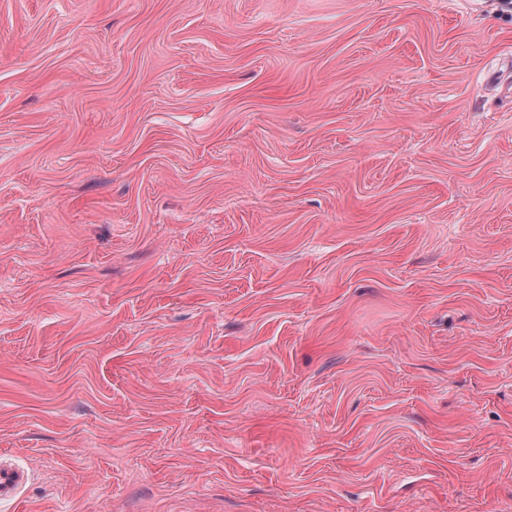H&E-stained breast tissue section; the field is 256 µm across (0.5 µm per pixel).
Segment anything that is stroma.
<instances>
[{
    "instance_id": "35a3bbf8",
    "label": "stroma",
    "mask_w": 512,
    "mask_h": 512,
    "mask_svg": "<svg viewBox=\"0 0 512 512\" xmlns=\"http://www.w3.org/2000/svg\"><path fill=\"white\" fill-rule=\"evenodd\" d=\"M29 512H512V5L0 0V454Z\"/></svg>"
}]
</instances>
